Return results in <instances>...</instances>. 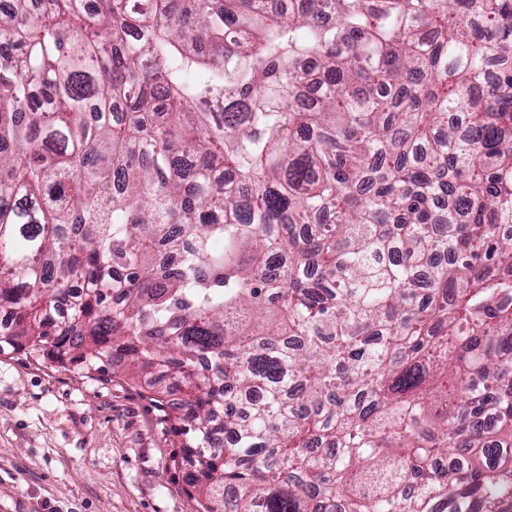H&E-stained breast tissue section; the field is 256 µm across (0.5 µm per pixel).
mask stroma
<instances>
[{
	"label": "stroma",
	"mask_w": 512,
	"mask_h": 512,
	"mask_svg": "<svg viewBox=\"0 0 512 512\" xmlns=\"http://www.w3.org/2000/svg\"><path fill=\"white\" fill-rule=\"evenodd\" d=\"M152 390L0 354V512H200Z\"/></svg>",
	"instance_id": "obj_1"
}]
</instances>
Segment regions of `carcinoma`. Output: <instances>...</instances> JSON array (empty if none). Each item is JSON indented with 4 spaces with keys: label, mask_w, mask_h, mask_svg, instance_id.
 I'll use <instances>...</instances> for the list:
<instances>
[{
    "label": "carcinoma",
    "mask_w": 512,
    "mask_h": 512,
    "mask_svg": "<svg viewBox=\"0 0 512 512\" xmlns=\"http://www.w3.org/2000/svg\"><path fill=\"white\" fill-rule=\"evenodd\" d=\"M501 224L512 0L0 10V352L172 380L204 512H512Z\"/></svg>",
    "instance_id": "carcinoma-1"
}]
</instances>
